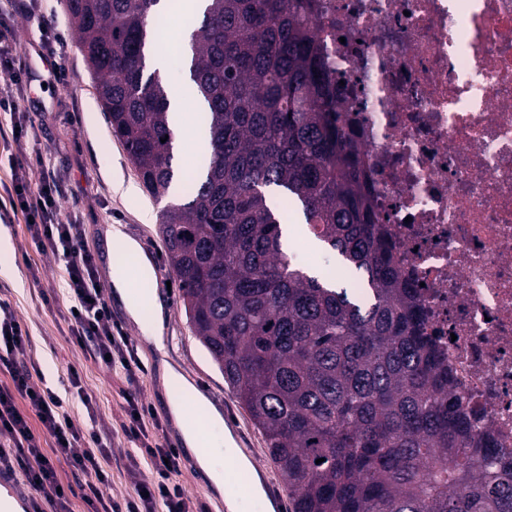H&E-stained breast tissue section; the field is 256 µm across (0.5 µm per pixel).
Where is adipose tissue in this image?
<instances>
[{"label":"adipose tissue","mask_w":512,"mask_h":512,"mask_svg":"<svg viewBox=\"0 0 512 512\" xmlns=\"http://www.w3.org/2000/svg\"><path fill=\"white\" fill-rule=\"evenodd\" d=\"M107 239L121 243L128 257L127 263L117 262L112 266V286L116 294L125 302L130 319L141 325L145 339L160 342L164 310L153 285L149 258L139 244L124 233L121 226H111ZM148 309L153 311L154 318L147 323L143 320V313ZM165 378L180 383L182 388V399L172 404L171 413L176 423L183 426L182 434L186 444L197 449V462L214 489L223 494L228 512H242L239 498L227 489V469L232 465L246 468L250 462L240 455L231 435L219 439L210 436V429L224 422L220 409L201 394L194 384L183 380L176 369H168Z\"/></svg>","instance_id":"obj_1"}]
</instances>
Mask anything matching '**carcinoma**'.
Returning a JSON list of instances; mask_svg holds the SVG:
<instances>
[{"label":"carcinoma","mask_w":512,"mask_h":512,"mask_svg":"<svg viewBox=\"0 0 512 512\" xmlns=\"http://www.w3.org/2000/svg\"><path fill=\"white\" fill-rule=\"evenodd\" d=\"M160 0H67L112 134L145 189L176 179ZM189 78L209 162L159 233L194 335L263 433L290 512H512V462L474 446L371 210L312 0H204ZM355 277L293 263L270 193ZM323 462L316 463L317 459Z\"/></svg>","instance_id":"cac0c4a2"}]
</instances>
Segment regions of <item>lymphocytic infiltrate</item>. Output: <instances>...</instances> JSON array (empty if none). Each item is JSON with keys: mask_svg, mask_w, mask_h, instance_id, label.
I'll list each match as a JSON object with an SVG mask.
<instances>
[{"mask_svg": "<svg viewBox=\"0 0 512 512\" xmlns=\"http://www.w3.org/2000/svg\"><path fill=\"white\" fill-rule=\"evenodd\" d=\"M35 0H0V72L8 74L14 87H22L25 68L17 61L6 12L32 10ZM11 183L6 187L9 208L27 220L34 251L52 252L65 263L68 332L72 343L113 371L135 378L144 372L121 327L112 319L104 290L99 287L93 256L84 249L80 227L61 223L59 200L62 189L42 157L12 158ZM30 333L18 320L8 301L0 299V372L9 376L0 385V464L21 474L25 485L52 508L72 512L71 497L80 493L85 512H208L204 503L187 498L178 482L181 458L178 448L159 444L161 424L151 408L127 394L130 419L123 427L129 443L121 455L133 465H146L154 481L138 484L124 501L112 496V478L102 466L113 454L112 443L100 431L76 422L68 412L73 399L82 397L77 369L68 372L63 393L39 386V369L28 356ZM67 464L81 478L80 489L65 483L58 470Z\"/></svg>", "mask_w": 512, "mask_h": 512, "instance_id": "1", "label": "lymphocytic infiltrate"}]
</instances>
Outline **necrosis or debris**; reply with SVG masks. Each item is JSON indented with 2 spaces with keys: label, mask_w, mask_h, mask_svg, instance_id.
<instances>
[{
  "label": "necrosis or debris",
  "mask_w": 512,
  "mask_h": 512,
  "mask_svg": "<svg viewBox=\"0 0 512 512\" xmlns=\"http://www.w3.org/2000/svg\"><path fill=\"white\" fill-rule=\"evenodd\" d=\"M344 131L478 446L512 451V0H315Z\"/></svg>",
  "instance_id": "obj_1"
}]
</instances>
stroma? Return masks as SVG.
<instances>
[{
	"label": "stroma",
	"instance_id": "1",
	"mask_svg": "<svg viewBox=\"0 0 512 512\" xmlns=\"http://www.w3.org/2000/svg\"><path fill=\"white\" fill-rule=\"evenodd\" d=\"M36 12V18L18 17L11 24L16 36V54L30 71L22 93L27 107L37 108L40 113L27 152L32 156L43 155L50 169L63 181L66 193L60 201V217L80 222L83 245L95 259L103 288L111 286L105 234L108 225H122L138 241L152 262L165 321L160 344L147 342L130 320L123 303L111 299L112 318L128 336L147 372L130 384L87 359L67 336L63 262L49 253L30 252L23 219L7 216L0 219V233L9 237L11 249L0 260V298L8 300L15 315L28 325L32 360L39 366L45 384L56 391L61 390L69 368L79 370L87 400L74 402L73 419L84 423L88 418H95L97 426L113 432L118 447L124 444L121 425L126 420L123 393L127 390L138 393L152 406L167 434L176 432L169 403L179 389L166 384L165 369L177 368L222 414L229 416L237 443L252 448L255 462L267 473L280 495H287L288 488L267 455L262 433L253 426L248 413L237 403L223 375L191 331L181 292L173 285L175 276L158 233L164 203L146 192L124 145L111 132L97 97L96 83L79 48L66 0H40ZM41 15L52 16L63 36L70 74L67 83H59L54 77V60L40 37L37 18ZM203 137L201 127L192 122L174 134V162L181 172L170 194L175 201H183L187 196L186 188L196 173L195 154ZM43 292L52 296L51 305L41 302L39 295ZM181 458L179 481L186 494L216 512L224 500L211 489L206 475L198 468L193 449L182 448Z\"/></svg>",
	"mask_w": 512,
	"mask_h": 512
}]
</instances>
